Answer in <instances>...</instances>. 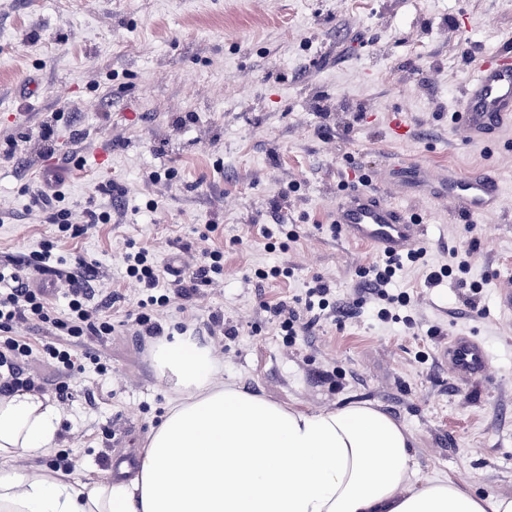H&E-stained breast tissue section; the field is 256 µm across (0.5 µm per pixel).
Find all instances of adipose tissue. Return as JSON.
<instances>
[{
  "mask_svg": "<svg viewBox=\"0 0 512 512\" xmlns=\"http://www.w3.org/2000/svg\"><path fill=\"white\" fill-rule=\"evenodd\" d=\"M154 365L176 397L115 478L41 467L59 407L0 394V512H512V496L411 480L413 436L377 407L303 411L217 383L212 349L188 334L160 338Z\"/></svg>",
  "mask_w": 512,
  "mask_h": 512,
  "instance_id": "obj_1",
  "label": "adipose tissue"
}]
</instances>
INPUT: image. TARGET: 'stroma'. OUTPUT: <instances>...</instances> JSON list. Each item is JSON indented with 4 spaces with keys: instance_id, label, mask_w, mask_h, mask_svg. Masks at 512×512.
<instances>
[{
    "instance_id": "stroma-1",
    "label": "stroma",
    "mask_w": 512,
    "mask_h": 512,
    "mask_svg": "<svg viewBox=\"0 0 512 512\" xmlns=\"http://www.w3.org/2000/svg\"><path fill=\"white\" fill-rule=\"evenodd\" d=\"M494 50L512 53V0H0V266L56 235L34 194L50 129L71 160L59 190L72 223L111 214L59 246L55 267L95 261L97 287L125 296L114 334L83 339L102 371L87 369L67 397L42 390L64 416L48 462L62 454L98 478L112 457L144 448L173 393L153 367L154 341L123 323L140 298L123 248L148 247L178 270L181 243L206 233L224 249V279L175 302L165 332L219 314L236 329L225 383L300 410L372 403L411 432L414 479L459 476L476 494H512V325L496 312L498 291L512 288V208L457 216L451 199L393 189L389 166L398 155L443 174L479 168L512 192V135L473 144L454 124L475 60ZM396 118L405 136H392ZM357 171L422 218L427 266L472 249L481 290L454 277L428 288L427 266L411 267L399 287L413 328L378 321L357 289L381 256L330 223ZM275 206L299 238L271 252L259 228ZM273 264L293 279L254 278ZM317 275L357 315H325L283 346L266 305L304 299ZM457 332L484 344L489 378L458 381L439 357Z\"/></svg>"
}]
</instances>
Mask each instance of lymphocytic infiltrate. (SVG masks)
I'll return each instance as SVG.
<instances>
[{
	"instance_id": "lymphocytic-infiltrate-1",
	"label": "lymphocytic infiltrate",
	"mask_w": 512,
	"mask_h": 512,
	"mask_svg": "<svg viewBox=\"0 0 512 512\" xmlns=\"http://www.w3.org/2000/svg\"><path fill=\"white\" fill-rule=\"evenodd\" d=\"M39 200L43 209L49 210L52 223L57 224L63 239H75L86 234L89 228L106 221V213L88 211V223H70L69 211L64 208V195L40 191ZM54 246L42 244L40 249L31 251L16 260L9 275L0 274V393L18 388L30 389L43 384L44 379L33 370L34 355H41L55 369V389L64 394L69 384L83 374L87 365L96 363L97 358L90 352H77L79 339L85 336H108L113 331L110 320L102 318L100 308H109L121 302L118 292L109 291L104 295L100 307H93L90 299L95 294L91 286L92 268L86 261H79L76 271L65 274L63 295L68 300L67 314H60L44 289L32 287L30 280L45 275L50 270ZM422 250H411L403 254H388L382 264L368 269L364 275L361 290L376 296L384 306L378 311L380 320H388L389 307L394 303H406V296H393L387 286L401 270L405 262L423 259ZM126 274L142 284L147 290L146 299L140 300L139 311L132 320L137 336L155 338L163 335L160 318L174 300H192L200 293L201 287L213 286L224 269V253L220 249L202 247L194 257L188 276L175 280L172 287L160 285V271L148 249L141 248L125 252ZM333 287L324 277H313L308 285L302 309L288 307L279 301L270 305L271 315L279 323L285 343H293L298 334L308 333L320 320L321 311L331 306ZM42 331L51 335V342L34 348L30 338L19 334V327Z\"/></svg>"
}]
</instances>
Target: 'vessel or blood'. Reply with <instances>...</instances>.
<instances>
[{
    "instance_id": "obj_1",
    "label": "vessel or blood",
    "mask_w": 512,
    "mask_h": 512,
    "mask_svg": "<svg viewBox=\"0 0 512 512\" xmlns=\"http://www.w3.org/2000/svg\"><path fill=\"white\" fill-rule=\"evenodd\" d=\"M456 124L467 140L490 142L504 130H512V57L497 52L478 59L474 78L458 98ZM395 185L404 188L412 179L436 195L452 199L459 212L477 217L500 209L505 203L498 179L480 170L439 177L431 168L408 167L397 161ZM331 221L348 241L380 253H403L416 247L425 227L390 202L384 193L370 187L368 174L353 175L337 196ZM439 352L453 373L462 379L483 375L491 361L483 344L466 335L445 338Z\"/></svg>"
}]
</instances>
